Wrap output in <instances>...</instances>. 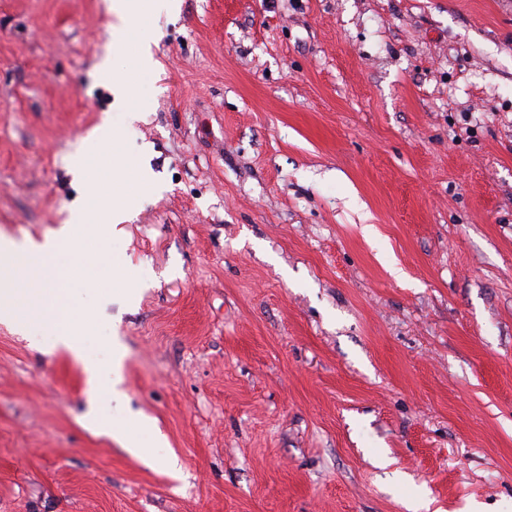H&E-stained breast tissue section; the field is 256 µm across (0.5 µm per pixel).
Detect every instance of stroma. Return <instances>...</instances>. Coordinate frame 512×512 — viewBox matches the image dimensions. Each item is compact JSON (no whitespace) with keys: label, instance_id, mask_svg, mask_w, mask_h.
<instances>
[{"label":"stroma","instance_id":"35a3bbf8","mask_svg":"<svg viewBox=\"0 0 512 512\" xmlns=\"http://www.w3.org/2000/svg\"><path fill=\"white\" fill-rule=\"evenodd\" d=\"M109 20L0 0V234L105 122L132 201L57 263L97 382L0 324V512H512V0H174L151 71Z\"/></svg>","mask_w":512,"mask_h":512}]
</instances>
